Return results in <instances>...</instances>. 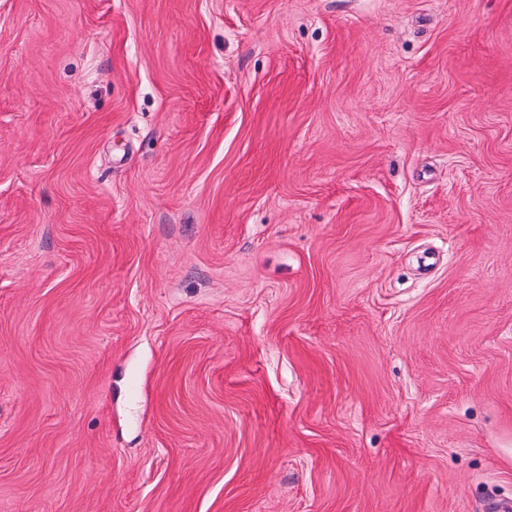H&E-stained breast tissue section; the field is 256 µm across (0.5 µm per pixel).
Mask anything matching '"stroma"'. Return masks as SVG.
<instances>
[{
  "mask_svg": "<svg viewBox=\"0 0 512 512\" xmlns=\"http://www.w3.org/2000/svg\"><path fill=\"white\" fill-rule=\"evenodd\" d=\"M512 498V0H0V512Z\"/></svg>",
  "mask_w": 512,
  "mask_h": 512,
  "instance_id": "1",
  "label": "stroma"
}]
</instances>
